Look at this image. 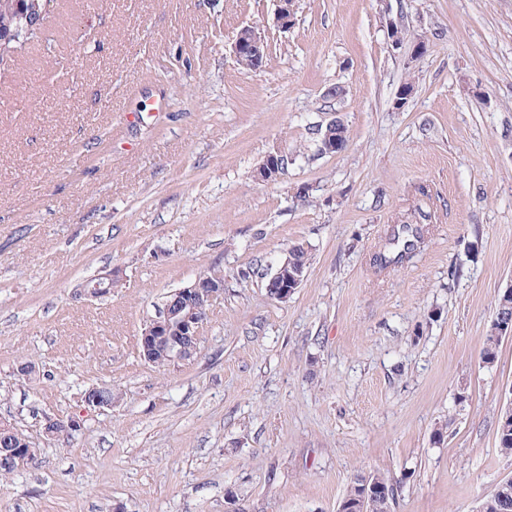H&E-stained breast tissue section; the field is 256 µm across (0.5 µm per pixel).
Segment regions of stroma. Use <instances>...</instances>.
I'll use <instances>...</instances> for the list:
<instances>
[{
	"mask_svg": "<svg viewBox=\"0 0 512 512\" xmlns=\"http://www.w3.org/2000/svg\"><path fill=\"white\" fill-rule=\"evenodd\" d=\"M296 7L283 30L276 0H51L0 63V422L38 450L0 512H337L358 474L394 484L393 512H476L512 477V337L482 359L512 287V0ZM336 119L345 147L318 154ZM417 209L423 242L373 267ZM298 245L304 279L273 299ZM212 270L196 353L145 361L168 296ZM101 387L111 406L86 407ZM234 51L236 57L245 54L239 60L242 65L248 69H255V63H258L263 59L266 54L267 47L264 39H262L254 29L243 28L236 37ZM285 158L280 150L270 152L257 170V177L263 182L277 180L285 171ZM288 258H290L291 266L294 269H305L308 264L307 252L301 247L293 248ZM288 258L277 267L274 273L267 281L268 294L279 301L288 300V296L299 288L304 275L301 276L296 270L288 271Z\"/></svg>",
	"mask_w": 512,
	"mask_h": 512,
	"instance_id": "stroma-1",
	"label": "stroma"
}]
</instances>
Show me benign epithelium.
<instances>
[{
  "instance_id": "obj_1",
  "label": "benign epithelium",
  "mask_w": 512,
  "mask_h": 512,
  "mask_svg": "<svg viewBox=\"0 0 512 512\" xmlns=\"http://www.w3.org/2000/svg\"><path fill=\"white\" fill-rule=\"evenodd\" d=\"M51 0H33V8L21 16L22 23L9 31H0V63L4 52L25 42L33 32L38 31L47 14ZM296 0H278L276 21L280 28L288 30L295 24ZM236 56L249 55L258 63L266 54L264 39L252 28L242 29L235 40ZM285 171V158L278 149L270 152L257 170V177L263 182L277 180ZM116 274L111 272L104 277L89 281L83 286L84 294L100 297L112 288ZM303 276L299 272L288 270V262H283L267 281L268 294L279 301L288 300V296L299 288ZM224 286L198 276L185 286L170 294L165 307L157 319L144 330L140 340V354L146 361H151L155 351L163 349L169 353L171 360H182L196 351L199 325L206 309L215 297L223 293ZM110 390L93 388L83 396L84 404L89 408L110 407ZM81 422L75 418L66 421L48 419L43 431L55 437L61 433L75 431ZM37 449L28 446V438L23 436L12 424L0 423V459L12 464L20 471L35 460ZM382 491L379 483L365 477L361 494L354 502H343L339 512H372L377 494Z\"/></svg>"
}]
</instances>
